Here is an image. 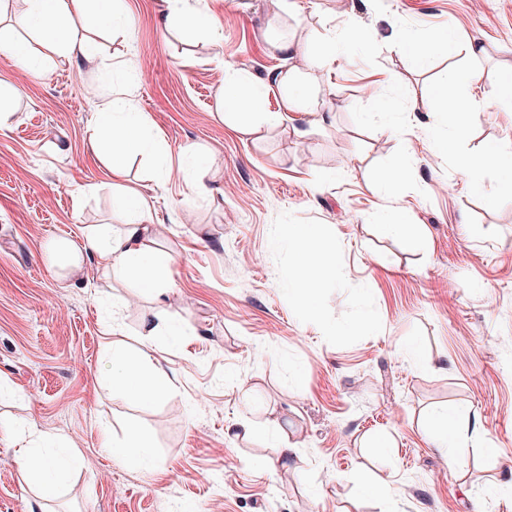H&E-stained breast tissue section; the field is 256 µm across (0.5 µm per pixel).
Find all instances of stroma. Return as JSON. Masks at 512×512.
<instances>
[{
	"label": "stroma",
	"mask_w": 512,
	"mask_h": 512,
	"mask_svg": "<svg viewBox=\"0 0 512 512\" xmlns=\"http://www.w3.org/2000/svg\"><path fill=\"white\" fill-rule=\"evenodd\" d=\"M224 2L189 0L212 22L200 31L163 0H124L118 34L74 19L96 59L47 53L45 77L0 51L16 110L0 129V512H512V344L498 342L512 337V195L489 202L497 165L475 192L455 156L431 151L448 133L437 85L469 70L456 155L512 146V0ZM451 30L481 54L441 48ZM404 35L433 45L424 63L398 48ZM282 36L334 56L301 87L327 114L244 137L220 116L225 72L259 86L284 64ZM117 92L162 144L125 177L175 258L159 294L91 258L66 278L49 253L126 220L89 147ZM393 173L392 195L379 181ZM396 207L416 244L383 231ZM302 225L332 267L309 309L285 280ZM146 319L160 335L141 336ZM116 346L150 357L171 380L163 395L113 393ZM442 412L463 429L456 448L434 437ZM131 425L151 468L111 450ZM59 440L80 465L40 502L16 449ZM381 480L388 497L365 493Z\"/></svg>",
	"instance_id": "stroma-1"
}]
</instances>
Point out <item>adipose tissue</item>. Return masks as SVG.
I'll return each mask as SVG.
<instances>
[{
    "label": "adipose tissue",
    "instance_id": "obj_1",
    "mask_svg": "<svg viewBox=\"0 0 512 512\" xmlns=\"http://www.w3.org/2000/svg\"><path fill=\"white\" fill-rule=\"evenodd\" d=\"M24 4L22 25L32 26L54 53L88 63L95 59V48L91 42L72 36L68 22L73 17L87 15L97 5L108 16L112 30H120L125 25L119 0H24ZM308 77V71L302 68L269 70L261 88L280 93L281 109L259 112L255 109L257 93L244 92L241 77L228 74L224 80V117L234 121L238 132L245 136L282 126L292 112L301 110L309 115L318 114L323 108L322 102L312 97L298 100L289 92L294 83ZM147 130L144 114L131 99L121 95L113 98L108 109L99 112L91 126L89 142L96 149L107 147L112 181L118 186L119 201L129 217L117 228L109 224L95 225L85 234L83 246H76L71 241L57 242V258L70 274L82 271L83 255L88 252L95 256L104 273L140 274V285L144 288L169 283L175 259L170 253L148 245L153 221L149 203L139 190L123 184V161L127 153L153 154L160 149L159 141L148 136ZM318 268L310 251L296 252L288 270V286L304 302H312L322 283ZM110 375L113 391L125 396L147 400L162 391L154 367L132 362L118 350L111 355ZM79 463V456L61 445L50 453L39 448H25L20 450L18 457L20 471L37 485L43 498L54 494Z\"/></svg>",
    "mask_w": 512,
    "mask_h": 512
}]
</instances>
